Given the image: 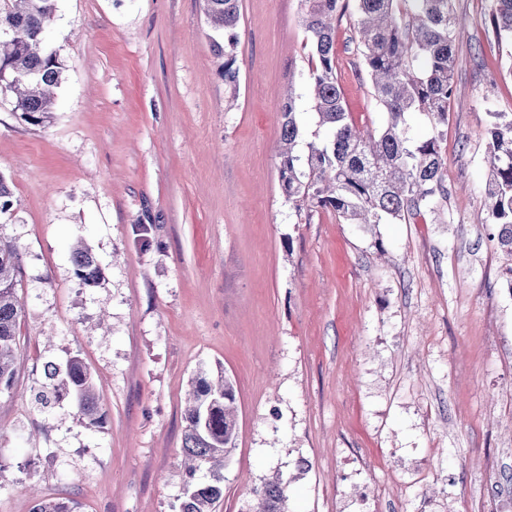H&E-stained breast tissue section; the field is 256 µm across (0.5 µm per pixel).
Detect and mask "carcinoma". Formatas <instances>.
Wrapping results in <instances>:
<instances>
[{"instance_id":"carcinoma-1","label":"carcinoma","mask_w":512,"mask_h":512,"mask_svg":"<svg viewBox=\"0 0 512 512\" xmlns=\"http://www.w3.org/2000/svg\"><path fill=\"white\" fill-rule=\"evenodd\" d=\"M57 0H0V85L16 92L14 111L41 124L51 117L53 89L62 71L58 51L49 47L47 32L56 20ZM358 49L372 93L386 121L375 131H361L344 107L334 60L336 26L342 0H301L302 23L309 46V89L316 129L297 152L302 121L293 96L280 108L278 174L281 189L296 212L309 205L329 209L346 224H413L437 198L448 196L446 158L438 138L411 134L408 117L424 115L432 128L448 120L454 95L459 36L455 0H354ZM207 23L215 32L211 47L220 61L224 84L239 86L237 65L239 0H204ZM497 42L512 45V0H493L489 19ZM487 128L489 155L484 217L495 227L492 240L507 257L512 292V112H491ZM81 284L95 288L102 268L91 250L72 249ZM22 252L0 241V389L13 385L18 359L17 329L24 306L16 294ZM192 399L186 412L185 493L180 512H215L224 497L218 468L227 462L237 438L236 396L225 375L216 381L191 380ZM93 377L77 356L64 367H45L38 402L65 396L74 414L89 428L102 423ZM206 468L213 478L195 482ZM252 512H287L279 476L254 488ZM33 512H73L68 503L38 497Z\"/></svg>"}]
</instances>
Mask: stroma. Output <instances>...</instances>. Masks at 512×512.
<instances>
[{
	"label": "stroma",
	"instance_id": "1",
	"mask_svg": "<svg viewBox=\"0 0 512 512\" xmlns=\"http://www.w3.org/2000/svg\"><path fill=\"white\" fill-rule=\"evenodd\" d=\"M456 6L448 195L369 231L295 211L279 183L286 96L315 128L300 0H240L234 96L204 0H58L50 122L0 88V240L23 253L25 309L0 391V512H32L36 490L74 512H178L188 381L219 367L238 413L217 512H247L277 474L288 512H512V290L479 221L512 47L489 8ZM356 19L336 23V74L375 130ZM79 241L99 287L75 274ZM73 355L100 428L33 403L46 365Z\"/></svg>",
	"mask_w": 512,
	"mask_h": 512
}]
</instances>
